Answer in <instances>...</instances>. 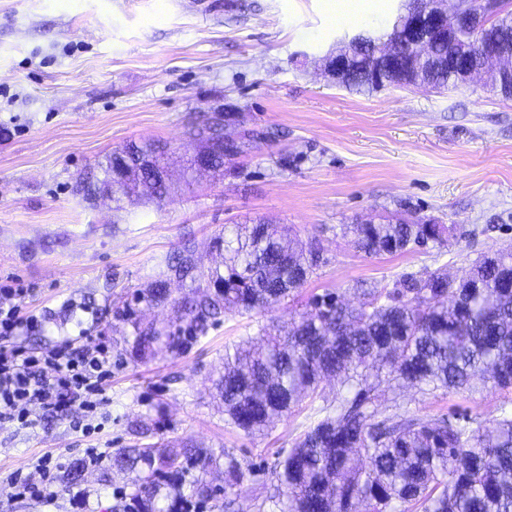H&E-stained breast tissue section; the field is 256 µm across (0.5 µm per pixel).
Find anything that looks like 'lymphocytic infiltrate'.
Here are the masks:
<instances>
[{"label": "lymphocytic infiltrate", "instance_id": "1", "mask_svg": "<svg viewBox=\"0 0 512 512\" xmlns=\"http://www.w3.org/2000/svg\"><path fill=\"white\" fill-rule=\"evenodd\" d=\"M31 286L16 280L0 284V426H36L41 414L70 413L71 428L82 435L97 433L110 404L112 354L105 344L75 345L65 339L37 351L20 344L22 333L39 330L40 316L29 310ZM59 463L53 455L37 458L36 481L22 472L7 482L15 497L38 504L55 499L50 480Z\"/></svg>", "mask_w": 512, "mask_h": 512}]
</instances>
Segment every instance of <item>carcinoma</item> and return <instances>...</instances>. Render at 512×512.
Masks as SVG:
<instances>
[{
    "label": "carcinoma",
    "mask_w": 512,
    "mask_h": 512,
    "mask_svg": "<svg viewBox=\"0 0 512 512\" xmlns=\"http://www.w3.org/2000/svg\"><path fill=\"white\" fill-rule=\"evenodd\" d=\"M488 29L459 34L453 49L482 66L484 44L492 38L511 45L512 10L487 12ZM396 53L409 47L396 30L369 38L366 52L385 41ZM425 81L435 90L457 86L446 68L428 65ZM341 85L358 92L377 88L372 76L356 68ZM212 166L224 165V132L212 125L202 134ZM98 191L123 194L140 187L162 200L167 183L146 177L144 166L123 173L112 154L102 168ZM354 246L366 254L405 253L415 247L442 244L455 228L444 224L400 222L355 224ZM224 268L198 270L191 254L171 271L195 274L202 291L184 297L190 334L208 327L228 311L265 312L299 292L320 264L317 242L276 237L268 225L244 226L222 239ZM357 307L337 293L313 296L308 308L276 333L257 338L224 354V374L214 383L224 404L225 421L251 435L263 433L307 400H322L326 416L305 431L273 471L278 512H512V416L491 427L461 416L378 417L371 410L381 376L413 387L424 395L475 391L478 385L512 387V249L476 264L461 282L442 268L422 276L407 275L382 292L361 289ZM148 350L163 342L173 353L184 341L153 327L141 330ZM335 377L349 396L331 400L320 384ZM201 463L211 451L185 443L182 450L142 443L113 456V465L135 472L132 499L141 512H153L158 497L174 494L209 499L215 490L202 480L189 486L175 480L181 458ZM245 471L224 453V494L243 482Z\"/></svg>",
    "instance_id": "carcinoma-1"
}]
</instances>
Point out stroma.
<instances>
[{
    "label": "stroma",
    "mask_w": 512,
    "mask_h": 512,
    "mask_svg": "<svg viewBox=\"0 0 512 512\" xmlns=\"http://www.w3.org/2000/svg\"><path fill=\"white\" fill-rule=\"evenodd\" d=\"M401 0H358L350 19L331 0H0V280L34 285L30 309L40 331L33 349L84 334L112 350L110 420L91 437L67 416L36 428H0V512H117L115 490L133 472L110 456L134 444L183 439L209 448L212 465L185 464L223 501L224 454L250 474L231 496L235 512H272V472L294 441L322 417L304 404L265 436L224 421L211 381L224 352L262 326L288 321L315 295L360 300L357 287L392 288L403 274L439 267L466 276L472 263L512 247V100L473 81L436 91L424 86L349 91L324 74L340 42L391 28ZM239 151L217 170L194 168L201 149L191 131L223 117ZM154 141L166 151L172 190L164 200L87 197L113 150ZM371 215L417 216L452 225L442 246L368 255L342 225ZM265 221L317 239L322 264L298 298L262 313L227 312L179 354L156 344L139 358L142 328L178 332L190 318L178 303L190 280L169 266L191 249L197 266L223 257L215 238ZM165 281L167 299L143 294ZM512 391L421 396L390 386L380 412L466 414L492 425ZM107 449L88 465L84 451ZM58 456L44 508L13 498L5 478L34 474L44 453ZM76 479H68L71 469ZM89 492L74 504L72 491Z\"/></svg>",
    "instance_id": "35a3bbf8"
}]
</instances>
